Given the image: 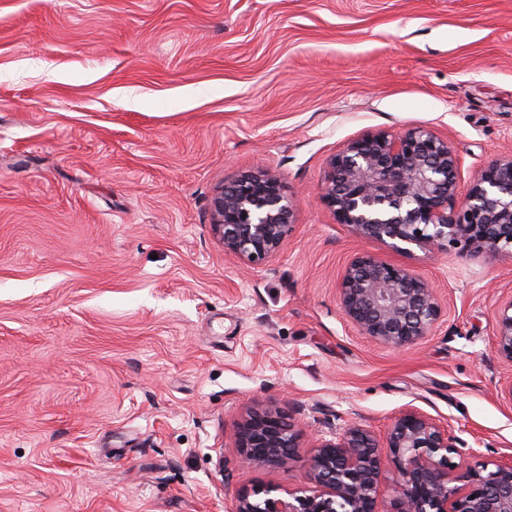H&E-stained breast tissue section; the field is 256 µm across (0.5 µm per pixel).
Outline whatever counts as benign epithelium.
<instances>
[{"instance_id": "7a95c632", "label": "benign epithelium", "mask_w": 512, "mask_h": 512, "mask_svg": "<svg viewBox=\"0 0 512 512\" xmlns=\"http://www.w3.org/2000/svg\"><path fill=\"white\" fill-rule=\"evenodd\" d=\"M462 160L431 129L368 134L348 141L326 162L323 198L336 221L395 253L446 247L512 255V153L481 167L459 198ZM212 230L247 266L276 255L295 229L294 204L271 173L249 172L217 190ZM339 300L363 335L401 350L424 340L441 315L437 289L415 271L370 253L346 267ZM496 354L512 364V300L497 314ZM303 431L282 406L247 412L235 448L252 463L276 466L302 447ZM467 442L415 409L391 422L383 439L357 422L314 445L306 462L312 491L268 486L236 500L232 512H377L382 458L398 472L390 512H512V463L467 473L448 486L449 454Z\"/></svg>"}]
</instances>
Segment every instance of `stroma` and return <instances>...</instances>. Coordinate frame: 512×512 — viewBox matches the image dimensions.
<instances>
[{"label": "stroma", "instance_id": "obj_1", "mask_svg": "<svg viewBox=\"0 0 512 512\" xmlns=\"http://www.w3.org/2000/svg\"><path fill=\"white\" fill-rule=\"evenodd\" d=\"M418 126L453 144L465 188L512 152V0H0V512H231L308 489L316 439L384 435L408 407L461 430L450 485L511 461L512 259L398 255L323 199L346 142ZM259 171L296 228L247 270L211 204ZM362 252L438 288L423 341L346 322ZM270 402L306 431L275 468L234 448ZM496 354L512 364V299L497 314Z\"/></svg>", "mask_w": 512, "mask_h": 512}]
</instances>
